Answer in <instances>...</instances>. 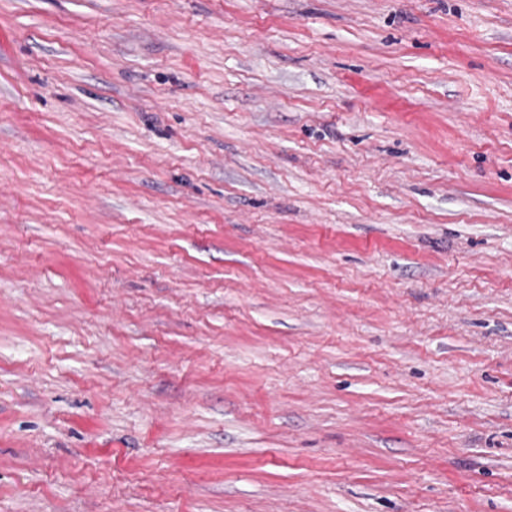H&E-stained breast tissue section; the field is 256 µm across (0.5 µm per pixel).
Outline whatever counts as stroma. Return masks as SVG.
<instances>
[{
  "mask_svg": "<svg viewBox=\"0 0 512 512\" xmlns=\"http://www.w3.org/2000/svg\"><path fill=\"white\" fill-rule=\"evenodd\" d=\"M0 512H512V0H0Z\"/></svg>",
  "mask_w": 512,
  "mask_h": 512,
  "instance_id": "stroma-1",
  "label": "stroma"
}]
</instances>
